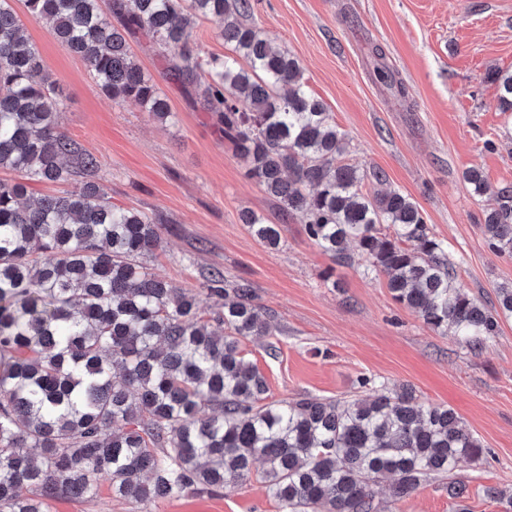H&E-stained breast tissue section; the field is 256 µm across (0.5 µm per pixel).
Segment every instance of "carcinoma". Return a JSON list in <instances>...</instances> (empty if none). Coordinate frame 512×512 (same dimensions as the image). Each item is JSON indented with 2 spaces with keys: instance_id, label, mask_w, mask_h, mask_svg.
Returning a JSON list of instances; mask_svg holds the SVG:
<instances>
[{
  "instance_id": "cac0c4a2",
  "label": "carcinoma",
  "mask_w": 512,
  "mask_h": 512,
  "mask_svg": "<svg viewBox=\"0 0 512 512\" xmlns=\"http://www.w3.org/2000/svg\"><path fill=\"white\" fill-rule=\"evenodd\" d=\"M25 0L56 38L83 59L101 91L134 102L160 122L175 118L128 37L162 49L170 75L214 113L245 175L300 216L307 237L333 261L355 246L365 272L386 277L392 298L432 330L468 345L512 317V287L498 309L457 285L448 250L398 190L362 192L367 174L345 161L348 139L308 90L287 48L249 20V0ZM219 22L232 56L203 55L192 25ZM381 81L404 85L386 67ZM512 110V74L496 77ZM58 83L0 0V512H48L59 497L113 494L149 504L216 492L251 477L256 462L281 512H375L371 486L390 481L400 500L431 475H449L484 448L454 410L419 402L409 388L365 399H269L264 377L240 350L271 324L250 285L224 287L215 271L200 291L150 274L158 221L112 204L94 179L96 157L59 130ZM85 179L62 194L28 199L34 183ZM242 222L276 247L277 224L254 212ZM492 248L512 255V209L487 212ZM212 300L206 309L201 296ZM224 325V333L210 322ZM466 486L448 482L455 512Z\"/></svg>"
}]
</instances>
